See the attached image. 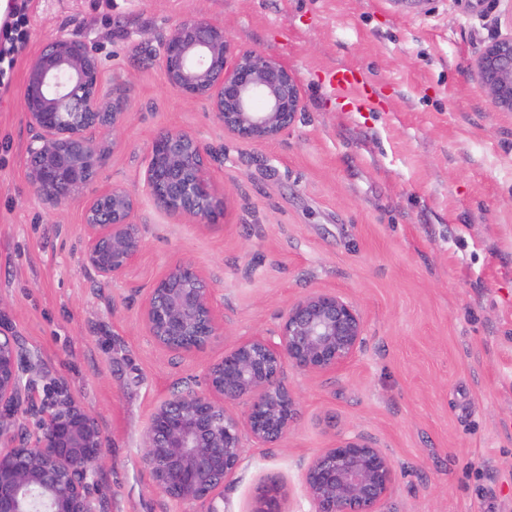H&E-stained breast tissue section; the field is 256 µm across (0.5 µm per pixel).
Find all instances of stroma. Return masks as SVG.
I'll use <instances>...</instances> for the list:
<instances>
[{"instance_id":"obj_1","label":"stroma","mask_w":512,"mask_h":512,"mask_svg":"<svg viewBox=\"0 0 512 512\" xmlns=\"http://www.w3.org/2000/svg\"><path fill=\"white\" fill-rule=\"evenodd\" d=\"M194 17L292 72L303 106L278 140L225 134L206 101L167 86L162 40ZM28 20L0 96V322L102 425L105 512H188L144 461L153 408L202 388L211 362L274 333L314 291L358 307L363 348L337 374L285 370L298 416L281 444L244 440L224 512H253L271 484L283 512H313L309 462L357 436L392 463L384 512H512V112L494 111L470 75L512 32V0H29ZM61 34L98 45L104 81L128 98L120 139L102 138L98 181L138 193L143 248L111 280L82 265L83 196L53 205L26 177V66ZM344 68L367 104L336 91ZM163 129L223 154L221 223H174L145 194V157ZM179 261L210 280L224 314L223 335L193 353L160 347L140 317Z\"/></svg>"}]
</instances>
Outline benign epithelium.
I'll use <instances>...</instances> for the list:
<instances>
[{
  "label": "benign epithelium",
  "instance_id": "obj_1",
  "mask_svg": "<svg viewBox=\"0 0 512 512\" xmlns=\"http://www.w3.org/2000/svg\"><path fill=\"white\" fill-rule=\"evenodd\" d=\"M162 67L171 89L209 101L224 132L242 141L279 139L301 110L292 72L261 53L236 50L216 21L190 18L171 27ZM472 73L496 111L512 112V35L491 41ZM22 106L35 131L27 160L32 190L51 204L87 193L84 266L107 280L123 275L143 245L138 197L119 184L89 190L104 159L98 135L117 143L128 116L119 88L104 87L98 49L70 36L47 43L29 60ZM216 161L194 135L161 130L147 154L145 190L177 221L217 224L224 186L213 174ZM141 318L170 351H200L224 331L214 290L191 262L174 264L154 283ZM363 341L361 313L330 291L292 304L276 336L240 340L208 366L204 389L188 388L154 407L144 459L155 488L177 503L221 512L217 499L241 463L242 434L274 444L296 419L298 398L282 383L285 367L337 373L355 360ZM42 374L39 356L1 331L0 512H104L94 498V477L106 459L100 424L62 386L44 388L37 399ZM232 403L246 406L244 418L227 410ZM21 413L38 417L32 440L18 424ZM393 484L390 459L363 437L337 440L304 473L314 512H383Z\"/></svg>",
  "mask_w": 512,
  "mask_h": 512
}]
</instances>
